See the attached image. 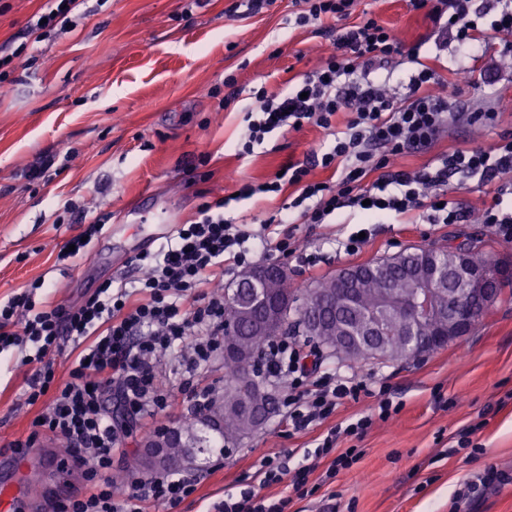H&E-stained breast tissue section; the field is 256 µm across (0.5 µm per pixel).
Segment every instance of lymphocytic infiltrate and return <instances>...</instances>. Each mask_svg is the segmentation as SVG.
Returning <instances> with one entry per match:
<instances>
[{
  "instance_id": "f902f5d3",
  "label": "lymphocytic infiltrate",
  "mask_w": 512,
  "mask_h": 512,
  "mask_svg": "<svg viewBox=\"0 0 512 512\" xmlns=\"http://www.w3.org/2000/svg\"><path fill=\"white\" fill-rule=\"evenodd\" d=\"M357 2L292 0L295 26L319 28L324 19L334 20L328 28L330 44L319 66L305 72L299 83L275 93L255 90L254 104L243 117L237 143L243 158L278 129L314 125L329 135V142L310 150L305 160L288 162L281 174L239 190L244 200L292 187L296 195L291 201L256 228L225 217L230 197L198 204L193 220L175 226L171 247L135 256L140 272L136 289L109 280L81 304L40 305L35 294L43 283L38 280L0 299V353L31 349L40 368L28 382L27 402L49 399L33 431L15 441L16 453L57 439L85 467L84 495L55 502L53 512H145L147 503L173 506L193 493V484L181 473L162 471L137 479L123 495L114 494L112 454L120 447L121 432L105 404V391L117 387L127 409L162 428L177 397L162 384L161 359L180 358L184 375L191 377L223 349L224 297L206 294L204 288L223 276L225 266L248 267L268 251L293 254L289 238L271 239L272 225L325 224L344 208L362 211L368 223L377 224L387 215L418 210L430 224H456L473 216L512 241V209L496 199L474 215L449 201L447 192L454 176L463 182L512 180L511 133L440 155L417 171L397 165L399 158L430 148L455 122L494 120L491 112H461L446 87L480 82L491 88L500 65L512 68V0H408L412 10L428 18V39L455 44L457 57L449 67L425 61L420 44L406 45L376 14L358 10ZM479 59L486 65L477 73L472 63ZM406 63L414 66L408 79L394 77L392 66ZM342 112L349 118L340 129L336 116ZM317 167L332 170L333 180L311 179ZM65 341L71 342L76 357L68 381L60 384L50 356ZM262 369L282 386L289 428L302 432L325 426L314 455L329 458L327 478L361 458L360 450L339 449L340 441L362 438L374 420L385 421L392 414L386 389L372 391L355 375L320 374L318 367L306 364L291 337L268 343ZM374 392L379 395L376 414L327 426L344 402ZM310 472L304 465L293 468L279 458H264L256 470L259 490L225 495L212 512H286L288 498L265 494V487L286 479L303 496Z\"/></svg>"
}]
</instances>
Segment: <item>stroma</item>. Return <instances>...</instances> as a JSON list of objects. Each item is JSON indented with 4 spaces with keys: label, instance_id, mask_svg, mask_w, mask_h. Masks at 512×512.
<instances>
[{
    "label": "stroma",
    "instance_id": "stroma-1",
    "mask_svg": "<svg viewBox=\"0 0 512 512\" xmlns=\"http://www.w3.org/2000/svg\"><path fill=\"white\" fill-rule=\"evenodd\" d=\"M409 44L420 42L428 23L406 0H362ZM50 0H0V43L19 46L29 25ZM236 0H87L36 49L7 68L10 91L0 97V297L43 280L40 298L76 305L103 281L132 282L145 224H182L201 198L231 194L270 178L286 161L304 160L326 138L313 125L273 132L255 153L238 158L244 122L240 111L221 109L214 88L234 75L238 89L278 92L298 82L319 62L327 38L288 23L290 0L246 17ZM490 123L451 125L431 148L406 155L414 170L436 156L487 144L512 132V82L499 83ZM77 153L50 180L29 181L27 172L52 154ZM91 202L109 224L85 253L59 260L60 249L82 232L61 205ZM359 213L341 210L332 224H283L299 248L286 266L298 288L344 268L401 249L449 240L476 243L496 258H512V242L485 224H426L418 212L371 225V236L353 256L336 243L356 231ZM322 371L356 373L388 386L397 414L376 422L357 448L363 457L322 483L326 460L311 459L315 491L289 494L287 483L269 486L290 497L288 512H512V298L484 314L468 336L438 352L408 361L350 363L327 354ZM34 365L0 354V458L25 438L40 411L26 402ZM127 437L112 457L124 494L131 479L145 477L133 456L151 426L148 417L127 420ZM318 430L290 431L274 414L260 430L225 451L199 455L181 470L195 491L174 510L206 512L225 491L255 486V463L265 456L302 460ZM468 448H461L462 440ZM50 452L54 464L29 492L27 512H46L50 501L82 493L80 467L55 441L31 449ZM502 481L483 485L488 469Z\"/></svg>",
    "mask_w": 512,
    "mask_h": 512
}]
</instances>
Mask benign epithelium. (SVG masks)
Segmentation results:
<instances>
[{"instance_id": "7a95c632", "label": "benign epithelium", "mask_w": 512, "mask_h": 512, "mask_svg": "<svg viewBox=\"0 0 512 512\" xmlns=\"http://www.w3.org/2000/svg\"><path fill=\"white\" fill-rule=\"evenodd\" d=\"M474 251L476 248L470 244L461 245L454 252L455 265L451 268L439 262V255L448 253L443 245L418 252L425 260V270L416 277L413 293L401 300L387 294L358 316L347 314L353 303L344 292L362 277L364 269H348L339 274L337 286L316 289L309 300L313 318L308 322V330L313 336L327 337L328 342L349 358H360L369 352L378 355L382 352V337L396 313L400 325L398 335L413 347L415 354L446 346L471 331L477 314L472 306L473 298L480 299L481 310L486 312L500 297V290L471 259L470 253ZM283 274L277 264L255 266L241 273L232 291L240 318L249 319L257 310L266 312L265 320L258 324L261 333L276 321L282 301L278 287ZM445 310L452 312V317L444 330L429 339L415 336L418 323L438 318ZM224 351L240 356L243 368L249 369L252 351L246 341L230 339L225 342ZM224 405L242 414V427L249 433L266 418L271 399L266 392L245 382L225 397ZM141 447L147 452L136 458L135 464L153 469L187 462L198 451L193 439L174 427L152 439H142Z\"/></svg>"}]
</instances>
